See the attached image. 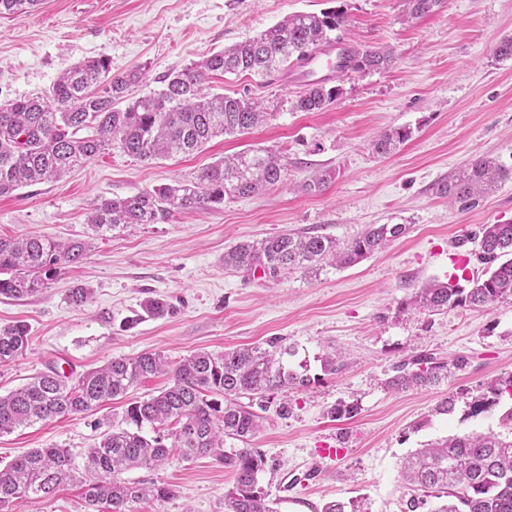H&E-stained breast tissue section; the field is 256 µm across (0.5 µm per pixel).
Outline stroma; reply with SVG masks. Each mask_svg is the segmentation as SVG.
I'll return each instance as SVG.
<instances>
[{
  "mask_svg": "<svg viewBox=\"0 0 512 512\" xmlns=\"http://www.w3.org/2000/svg\"><path fill=\"white\" fill-rule=\"evenodd\" d=\"M343 10L342 40L364 48H392L389 70L352 73L320 112L296 110L303 86L293 68L268 76L228 75L208 92L250 97L270 112L268 122L238 137H217L203 150L143 161L119 146L105 150L63 178L0 196V236L37 233L67 241L86 238V219L102 200L123 198L159 184L192 180L199 169L249 147L280 152L281 184L223 205L177 214L166 224H142L96 240L80 265L67 268L40 293L0 296V326L21 321L30 346L0 366V393L25 384L47 365L79 375L119 356L160 350L180 359L241 345L295 350L289 363L313 379L307 389L274 393L260 431L247 442L266 464L259 484L276 512H319L326 502L364 498L370 512H403V459L448 436L506 433L512 409L503 396L489 413L469 416L478 391L512 374V301L492 310L429 313L409 306L428 281L448 280L456 257L466 277L485 271L476 254L481 225L512 221V178L475 208L464 210L436 185L473 160L489 156L512 170V59L494 55L512 36V0H444L434 13L404 16V0H41L30 13L0 17V101L49 91L58 76L103 57L112 74L139 72V97L163 79L298 12ZM405 126L411 138L391 155L370 144L383 131ZM335 171L323 191L300 185L319 169ZM371 224H405L408 233L357 264H323L318 273L290 270L270 277L225 268L224 253L242 241L282 233H322L346 244ZM76 288L89 289L80 306ZM166 301L169 314L148 315L143 304ZM341 370L321 368L332 351ZM468 365L438 384L395 393L384 381L395 366L419 354ZM158 375L127 396L86 414L38 423L0 436V464L32 448L70 449L77 473L100 439L97 421L120 422L128 402L164 389ZM454 398L450 413L439 412ZM290 411L279 415V404ZM355 416L331 419L339 405ZM341 447L324 460L318 483L298 484L301 468L320 448ZM129 479L171 484L173 498L141 504V512H224L233 484L228 468L211 458L172 456L157 470Z\"/></svg>",
  "mask_w": 512,
  "mask_h": 512,
  "instance_id": "35a3bbf8",
  "label": "stroma"
}]
</instances>
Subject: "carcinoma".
<instances>
[{
    "instance_id": "carcinoma-1",
    "label": "carcinoma",
    "mask_w": 512,
    "mask_h": 512,
    "mask_svg": "<svg viewBox=\"0 0 512 512\" xmlns=\"http://www.w3.org/2000/svg\"><path fill=\"white\" fill-rule=\"evenodd\" d=\"M40 0H0V16L31 12ZM406 16L421 18L442 0H405ZM344 13L298 12L257 37H249L195 62L164 79L153 93L126 101L140 75L114 76L107 59H89L60 75L44 97L0 103V196L60 178L73 167L92 160L117 144L143 161L190 154L218 136L241 135L266 120L261 105L244 98L203 92V83L227 74L269 75L281 66H296L307 53L331 43L330 34L344 27ZM395 62L389 48H350L348 65L340 74L386 70ZM339 86L320 82L307 86L295 109L320 112L339 95ZM411 131L394 128L373 143L379 155L404 144ZM282 158L269 150L249 148L200 169L194 180L159 185L137 195L98 204L87 224L98 236L119 226L160 224L177 213L207 210L224 204V197L245 196L282 180ZM335 172L315 173L304 184L320 192ZM508 172L494 159L480 157L460 170L437 192L462 207L478 206ZM408 231L406 224H371L361 236L341 245L326 235L283 233L253 243H241L224 253V267L272 277L290 269L317 270L328 260L353 265L384 249ZM477 259L486 265L482 277L447 283L434 280L417 289L409 304L430 313L455 308L489 310L512 300V224H484ZM89 243L62 242L42 235L0 238V295L20 299L47 287L62 269L81 263ZM29 346L27 325L0 326V364L23 356ZM292 349L270 351L259 345L228 349L220 355L199 351L172 361L162 351L135 357H114L103 366L71 378L47 368L24 386L0 394V435L20 427L90 412L123 396L140 380L159 373L169 385L148 399L128 405L122 424H107L100 441L88 451L84 484L85 512H139L143 502L174 497L168 484L131 482L132 469L155 470L171 454L191 461L211 457L233 473L224 493V512H275L268 491L259 485L265 459L255 448H224V439L246 442L261 428L264 417L241 399L264 401L286 388H306L311 378L290 367L284 356ZM466 367L462 357L448 363L431 354L396 367L386 380L393 391L440 382L448 366ZM512 391V375L475 397L472 413L492 408L503 391ZM151 427L147 438L142 429ZM409 491L405 512H418L433 497L432 512H512V437L494 432L464 433L430 443L401 466ZM75 478L66 448H34L0 469V512H15L39 500L48 503L58 488ZM321 512H369L364 499L334 500Z\"/></svg>"
}]
</instances>
